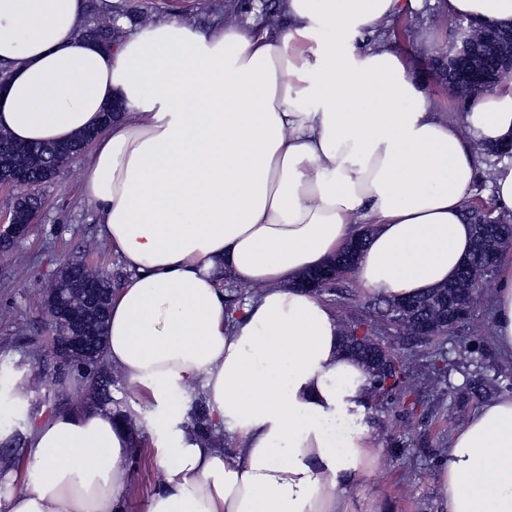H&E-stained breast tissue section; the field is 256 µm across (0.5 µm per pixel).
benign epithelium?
<instances>
[{
	"label": "benign epithelium",
	"instance_id": "obj_1",
	"mask_svg": "<svg viewBox=\"0 0 512 512\" xmlns=\"http://www.w3.org/2000/svg\"><path fill=\"white\" fill-rule=\"evenodd\" d=\"M512 72V26L508 28L487 27L475 24L464 30L448 52V91L457 101L491 91L497 72ZM31 186L30 171L13 163L0 154V187ZM42 207L41 202L27 200V195L16 198L8 223L0 225L3 238L26 236L31 224ZM512 246V238L504 239L500 245L482 258V267L472 273V280L488 277L496 267L504 248ZM353 259L340 265H332L309 281L311 288H323L350 274ZM67 297L44 292L42 301L54 325L51 349L58 362L69 365L103 350V337L99 336V316L108 306V299L99 296L95 284L76 277L72 287L66 289ZM472 306L464 303L433 319H422L412 324V333L417 336H432L438 323L444 322L457 328L470 320Z\"/></svg>",
	"mask_w": 512,
	"mask_h": 512
}]
</instances>
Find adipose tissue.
<instances>
[{
  "instance_id": "1",
  "label": "adipose tissue",
  "mask_w": 512,
  "mask_h": 512,
  "mask_svg": "<svg viewBox=\"0 0 512 512\" xmlns=\"http://www.w3.org/2000/svg\"><path fill=\"white\" fill-rule=\"evenodd\" d=\"M417 0H280L284 23L200 30L128 16L108 51L80 38L85 0H0V131L55 143L103 129L83 193L127 276L105 354L139 400L183 420L203 394L217 433L157 458L146 512H353L374 470L369 376L329 303L302 279L360 234L364 293L400 301L455 278L478 149L512 140V75L459 112L433 111L406 54L378 38ZM452 19L512 26V0H445ZM253 287L228 318L224 280ZM490 338L512 361V259ZM29 478L0 512H122L142 444L112 410L64 409L25 429ZM443 512H512V393L451 436Z\"/></svg>"
}]
</instances>
